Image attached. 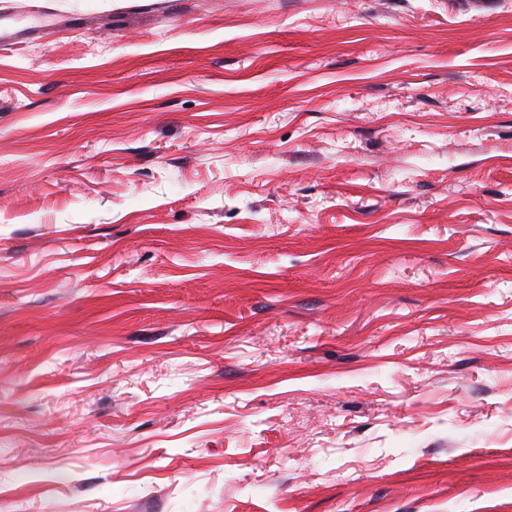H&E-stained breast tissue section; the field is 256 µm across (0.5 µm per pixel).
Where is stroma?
Masks as SVG:
<instances>
[{
    "label": "stroma",
    "instance_id": "stroma-1",
    "mask_svg": "<svg viewBox=\"0 0 512 512\" xmlns=\"http://www.w3.org/2000/svg\"><path fill=\"white\" fill-rule=\"evenodd\" d=\"M0 512H512V0H0Z\"/></svg>",
    "mask_w": 512,
    "mask_h": 512
}]
</instances>
